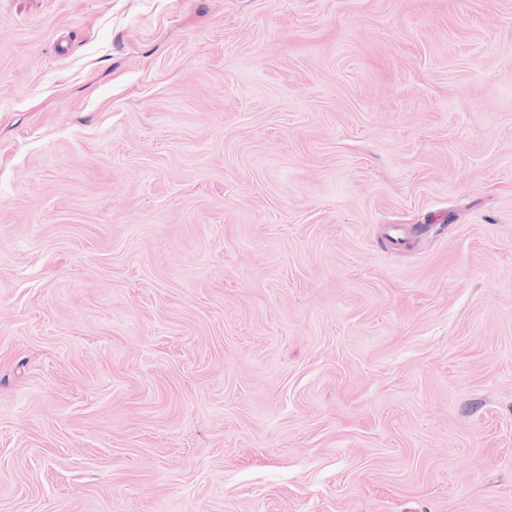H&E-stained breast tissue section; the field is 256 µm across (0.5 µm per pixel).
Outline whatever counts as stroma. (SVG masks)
Wrapping results in <instances>:
<instances>
[{"label": "stroma", "mask_w": 512, "mask_h": 512, "mask_svg": "<svg viewBox=\"0 0 512 512\" xmlns=\"http://www.w3.org/2000/svg\"><path fill=\"white\" fill-rule=\"evenodd\" d=\"M0 512H512V0H0Z\"/></svg>", "instance_id": "obj_1"}]
</instances>
